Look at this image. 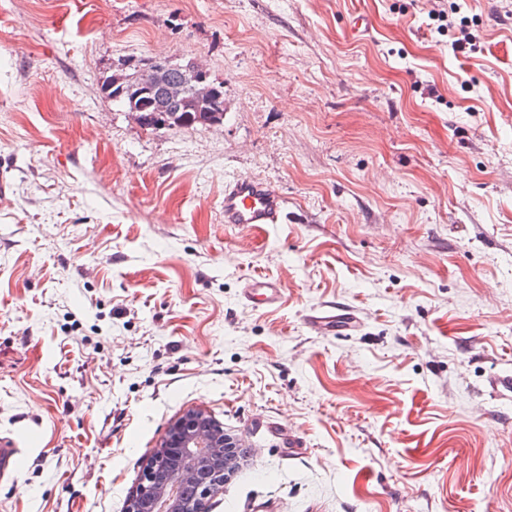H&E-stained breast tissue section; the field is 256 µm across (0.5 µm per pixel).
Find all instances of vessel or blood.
Masks as SVG:
<instances>
[{"instance_id":"1","label":"vessel or blood","mask_w":512,"mask_h":512,"mask_svg":"<svg viewBox=\"0 0 512 512\" xmlns=\"http://www.w3.org/2000/svg\"><path fill=\"white\" fill-rule=\"evenodd\" d=\"M284 210V198L267 184L248 177H236L224 187V221L228 224H275ZM244 298L258 306H272L284 295L281 284L266 278L247 279L242 290ZM313 332L358 330L361 321L353 310L344 306H326L305 317Z\"/></svg>"}]
</instances>
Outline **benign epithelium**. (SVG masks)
Returning <instances> with one entry per match:
<instances>
[{"label": "benign epithelium", "instance_id": "obj_1", "mask_svg": "<svg viewBox=\"0 0 512 512\" xmlns=\"http://www.w3.org/2000/svg\"><path fill=\"white\" fill-rule=\"evenodd\" d=\"M169 65L164 60L153 61L139 72V89L161 102L159 109L178 112L187 95L198 102L212 100L213 87L202 77L205 69L196 62L186 67L183 80L172 82L168 78ZM237 440L224 434L223 427H205L201 424L199 411L192 410L176 420L168 430L160 446L171 462L181 466L190 463V468L180 473L197 484L196 502L179 498L171 502L166 512H208V501L215 491L217 466L224 456L234 453ZM149 462L143 469L140 483L131 496L130 512H135L133 504L145 502V509L154 512V506L170 488L168 484L153 481Z\"/></svg>", "mask_w": 512, "mask_h": 512}]
</instances>
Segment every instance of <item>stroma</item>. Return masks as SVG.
<instances>
[{
    "instance_id": "35a3bbf8",
    "label": "stroma",
    "mask_w": 512,
    "mask_h": 512,
    "mask_svg": "<svg viewBox=\"0 0 512 512\" xmlns=\"http://www.w3.org/2000/svg\"><path fill=\"white\" fill-rule=\"evenodd\" d=\"M456 2L478 51L434 0H0V512H126L190 410L246 450L210 512H512V0ZM128 58L222 125L141 128ZM236 176L279 223H225ZM168 69L169 65L165 60H158L143 67L139 72V89L154 98L153 101L151 96L141 95L135 101L136 105L142 103L144 109L141 112L148 123L147 127L145 126V119L141 117L140 112H136V109L130 112L132 100L137 94L136 90L132 92H117V88H112V78L105 80L101 89L113 103H116L119 107L124 109L125 112H130L134 120L142 127H146V129L155 130L165 123H167L166 126L168 128H192L198 125H208L207 117L211 114L210 106L199 105L193 100H189L184 105L182 112H180L181 105L185 102L187 94L189 93L195 101H211L214 88L216 94L221 96V98L215 100L213 107L217 109L221 108L224 104L223 82L216 83L210 80L206 73V78L213 86L212 87L206 82L204 76H200L204 74L206 70L196 62H192L191 65L186 67L185 73L182 67L171 66L170 74L173 78H180L184 73L181 82L170 81L168 78ZM155 98L164 103L159 104V109L168 113L162 115L163 113L155 112ZM185 108L188 109L184 112ZM185 115L191 116L189 122H181ZM243 297L258 306H273L279 303L284 295L282 285L266 278H249L246 280ZM306 326L313 332L356 331L361 325L353 310L345 306H323L305 316Z\"/></svg>"
}]
</instances>
